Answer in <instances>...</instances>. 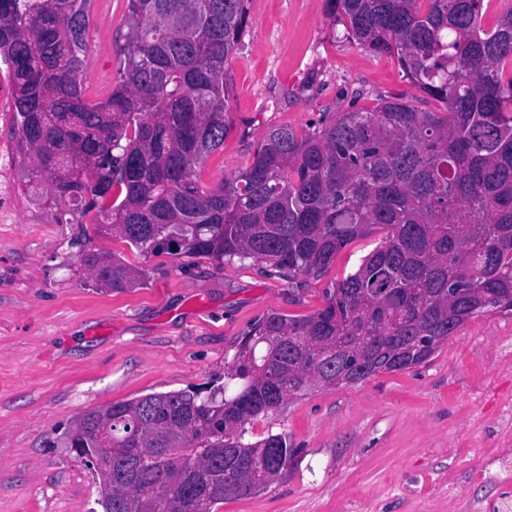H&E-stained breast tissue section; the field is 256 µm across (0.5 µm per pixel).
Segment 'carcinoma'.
<instances>
[{"label": "carcinoma", "instance_id": "cac0c4a2", "mask_svg": "<svg viewBox=\"0 0 512 512\" xmlns=\"http://www.w3.org/2000/svg\"><path fill=\"white\" fill-rule=\"evenodd\" d=\"M247 0H127L124 59L84 101L91 0H0V59L13 80L19 154L50 195L143 255L253 259L318 276L358 237L386 231L326 307L271 313L239 344L224 382L82 414L67 447L94 469L103 512H219L281 480L285 433L242 426L314 387L332 390L428 360L466 321L512 316V8L481 26L484 0H327L347 37L396 56L443 112L382 99L297 135L271 129L249 165L204 192L196 168L230 131L224 65ZM79 265L110 291L147 273L109 252ZM122 449L107 466L101 429Z\"/></svg>", "mask_w": 512, "mask_h": 512}]
</instances>
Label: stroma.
I'll return each mask as SVG.
<instances>
[{
    "label": "stroma",
    "mask_w": 512,
    "mask_h": 512,
    "mask_svg": "<svg viewBox=\"0 0 512 512\" xmlns=\"http://www.w3.org/2000/svg\"><path fill=\"white\" fill-rule=\"evenodd\" d=\"M127 0H94L83 74L106 96L123 60ZM230 57L231 131L197 174L204 188L245 169L265 135L402 97L435 111L395 56L347 39L326 0H248ZM27 202L0 224V512H102L93 474L67 448L87 411L223 381L242 337L271 313L323 309L383 237L353 240L322 275L287 279L250 260L146 257L100 235L92 216L55 222L47 183L15 164ZM145 268L148 284L95 286L79 250ZM287 434V476L220 512H512V316L469 320L427 361L290 400L245 426Z\"/></svg>",
    "instance_id": "35a3bbf8"
}]
</instances>
